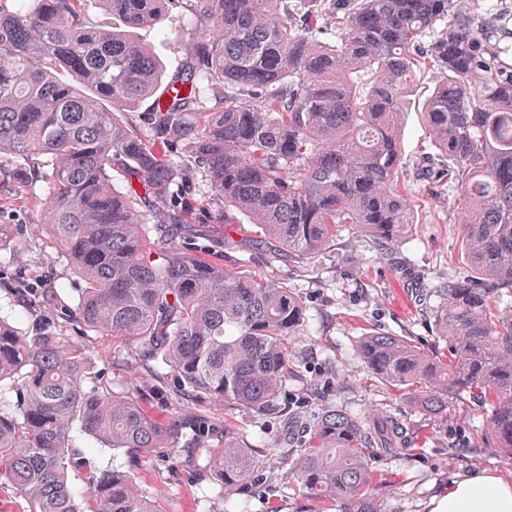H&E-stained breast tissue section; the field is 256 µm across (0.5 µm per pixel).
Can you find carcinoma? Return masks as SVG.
Instances as JSON below:
<instances>
[{
	"label": "carcinoma",
	"mask_w": 512,
	"mask_h": 512,
	"mask_svg": "<svg viewBox=\"0 0 512 512\" xmlns=\"http://www.w3.org/2000/svg\"><path fill=\"white\" fill-rule=\"evenodd\" d=\"M112 16V26L95 20ZM189 17L186 61L171 76L133 37ZM448 25L437 30V24ZM438 80L421 112L467 211L458 262L426 289L443 351L368 332L357 354L415 412L448 421L468 394L489 410L486 439L512 463V7L470 0H0V159L32 164L43 224L83 283V328L121 338L184 391L258 413L298 378L301 299L171 246L197 224L249 219L266 248L299 262L348 224L379 246L415 224L397 185L400 115L417 69ZM148 110L137 122L127 110ZM168 212L154 224L155 211ZM302 492L342 512H377L374 464L408 449L402 412L330 407L302 420ZM149 459L206 455L229 494L267 449L210 423L150 416L92 374L81 346L0 317V485L28 512H161L131 474L96 468L73 435ZM83 470L77 496L70 474Z\"/></svg>",
	"instance_id": "cac0c4a2"
}]
</instances>
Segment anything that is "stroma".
Wrapping results in <instances>:
<instances>
[{
    "label": "stroma",
    "instance_id": "1",
    "mask_svg": "<svg viewBox=\"0 0 512 512\" xmlns=\"http://www.w3.org/2000/svg\"><path fill=\"white\" fill-rule=\"evenodd\" d=\"M167 72L185 59L183 38L172 19L139 30ZM402 166L399 184L417 216L411 233L379 252L363 233L347 226L329 247L312 258L294 262L262 248L257 225L202 224L194 238L184 240L199 257L223 263L227 269L263 275L291 288L306 309L307 334L298 357L299 377L283 403L290 414L306 417L324 407L340 406L357 414L404 409L400 393L371 380L357 355V343L368 331L400 336L432 352L442 350L432 319L419 303L422 288L442 277H463L458 262L460 226L467 212L455 188L435 182L428 164L436 152L430 129L417 106L403 114ZM43 185L26 165L12 167L11 178L0 183V224L11 225L14 238L5 252L9 265L0 269V316L25 329L49 327L79 342L96 365L102 381L118 393L134 395L155 416L180 412L201 416L216 428L230 429L247 446L280 444L283 434L306 439L304 430H285L276 414H259L202 396H183L174 373L157 375L131 356L127 343L80 328L61 309L46 308L36 296L17 297L29 284L49 287L79 282L59 256L51 235L42 229ZM241 240L236 252H226L225 235ZM487 411L470 398L458 399L447 426L438 428L422 415L410 413L411 448L382 458L376 467L374 496L380 512H427L434 493L458 475L485 471L512 481V464L492 448L475 445ZM97 466L118 463L129 470L135 488L156 500L163 512H321L322 503L295 487L284 463L265 469L259 482L220 495L205 462L194 471L175 472L156 453L153 462L105 447L90 448Z\"/></svg>",
    "mask_w": 512,
    "mask_h": 512
}]
</instances>
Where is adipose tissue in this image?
Returning <instances> with one entry per match:
<instances>
[{
    "label": "adipose tissue",
    "mask_w": 512,
    "mask_h": 512,
    "mask_svg": "<svg viewBox=\"0 0 512 512\" xmlns=\"http://www.w3.org/2000/svg\"><path fill=\"white\" fill-rule=\"evenodd\" d=\"M430 512H512V482L471 473L435 494Z\"/></svg>",
    "instance_id": "ef3b65f1"
}]
</instances>
